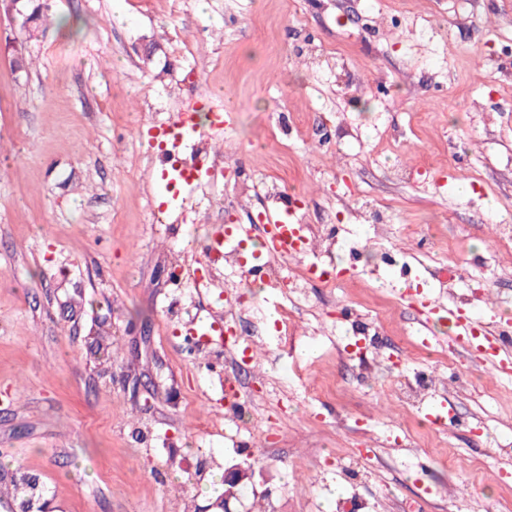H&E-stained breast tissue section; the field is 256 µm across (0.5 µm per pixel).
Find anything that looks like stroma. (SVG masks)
<instances>
[{"mask_svg":"<svg viewBox=\"0 0 512 512\" xmlns=\"http://www.w3.org/2000/svg\"><path fill=\"white\" fill-rule=\"evenodd\" d=\"M46 4L28 42L0 0V492L203 512L247 463L237 512H512V374L432 313L512 322V0ZM186 106L231 121L192 139L222 173L174 195L149 131ZM285 196L361 255L246 298L203 245ZM419 369L435 394L404 406Z\"/></svg>","mask_w":512,"mask_h":512,"instance_id":"stroma-1","label":"stroma"}]
</instances>
